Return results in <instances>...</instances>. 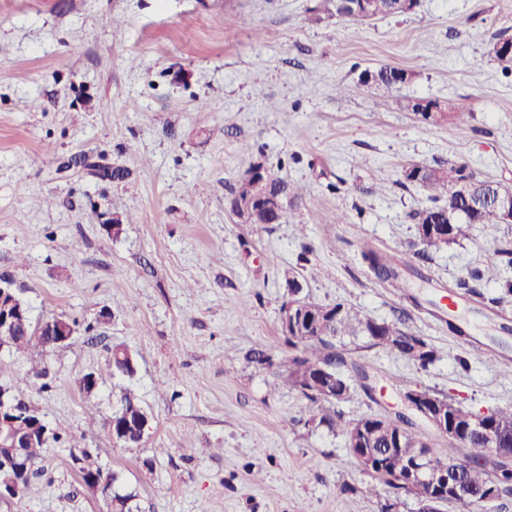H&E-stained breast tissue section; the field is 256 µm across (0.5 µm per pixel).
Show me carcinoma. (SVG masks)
Returning <instances> with one entry per match:
<instances>
[{"mask_svg": "<svg viewBox=\"0 0 512 512\" xmlns=\"http://www.w3.org/2000/svg\"><path fill=\"white\" fill-rule=\"evenodd\" d=\"M372 18L399 17L405 11L395 8L396 0H372ZM404 77V69L380 67L371 73L368 80H359L363 86L377 91H390L394 88L391 74ZM423 120L433 124H446L448 128L464 125L471 112L464 103L453 106L448 112L437 108L433 113L422 112ZM261 170L268 199L261 206H253L249 223L264 225L271 223L272 208L281 201L296 203L303 197V187L287 182L261 163L254 164ZM403 179L421 187L428 193L431 204L412 210L408 214L415 224L416 236L423 245L417 256L428 260L430 249H440L469 235L476 224H500L501 216L495 206L494 197L500 182L479 177L470 167L457 161L441 162L435 165H413L402 172ZM473 179L479 188L485 189L487 199L481 205L478 216L471 221L462 220L456 204L449 201L448 184L452 179ZM360 259L374 277L391 288L399 298L420 309L422 303L411 291L407 275H421L410 261L396 252L380 249L371 243H364L359 251ZM482 297L475 287L466 280H459L448 286V297ZM303 319L312 322L323 321L319 331H310L307 336L295 333H282L284 342L294 353L288 357L284 382L296 390L307 401L318 424L340 433L347 447L353 453L365 457L363 470L372 475L377 486L387 495L395 498L400 495L422 500L428 493L426 484L412 485L407 474L418 456H425L431 462H447L461 470L462 478L471 489H484L493 486L497 499L512 497V406L489 410L484 422L487 423V436L470 431L474 411L436 391L421 387L420 396L426 401H437L448 411V448L439 450L431 442L422 439L417 433L418 422L422 418L409 412H396L392 415L373 414L358 420L347 419L336 409V404L346 401L351 394V384L346 371L352 369L363 380L362 388L368 397H373V387L369 374L363 366L352 360L355 350L384 348L411 362L419 369H427L438 359L437 350L425 339L409 331L401 319L377 321L362 311L341 302L321 304L306 298L300 299ZM49 337L38 331L37 323L13 337L10 351L28 353L46 351ZM478 357L488 365L509 368L504 353L481 342L474 343ZM127 349L117 345L112 347L109 367L112 373L131 377L134 375L128 361L120 359ZM145 412L139 401L126 394L121 399L120 408L113 413L135 415ZM500 439L498 452L487 453L491 437ZM136 495L132 492L114 493L109 503V512H137L139 506L133 503Z\"/></svg>", "mask_w": 512, "mask_h": 512, "instance_id": "carcinoma-1", "label": "carcinoma"}]
</instances>
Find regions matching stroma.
<instances>
[{
  "mask_svg": "<svg viewBox=\"0 0 512 512\" xmlns=\"http://www.w3.org/2000/svg\"><path fill=\"white\" fill-rule=\"evenodd\" d=\"M316 3L0 0V279L33 320L94 327L63 352L0 350V386L23 387L74 440L50 444L37 491L0 500V512H108L73 464L81 445L136 492L141 512H418L412 497L374 491L344 438L277 385L292 276L317 302L404 315L438 351L425 371L381 348L356 351L375 391L353 387L338 405L346 418L400 410L401 392L420 385L475 411L512 406V369L473 349L512 358V334L490 309L500 282L477 281L482 300L458 299L468 334L452 336L358 254L367 241L419 250L408 214L427 199L404 184L406 167L462 161L512 183V64L492 53L512 36V0H419L402 17L314 23ZM381 66L411 78L385 93L359 85ZM341 83L352 93L338 94ZM415 98L463 100L472 116L451 131L407 110ZM81 153L126 178L64 168ZM256 162L306 187L284 223H242L225 203ZM124 212L135 223L110 234ZM331 212L345 223H322ZM506 245L512 224H478L431 251L421 296L470 279ZM116 345L137 360L132 378L108 368ZM258 347L271 366L248 361ZM88 373L98 378L90 396ZM128 392L149 415L133 449L105 432Z\"/></svg>",
  "mask_w": 512,
  "mask_h": 512,
  "instance_id": "stroma-1",
  "label": "stroma"
}]
</instances>
